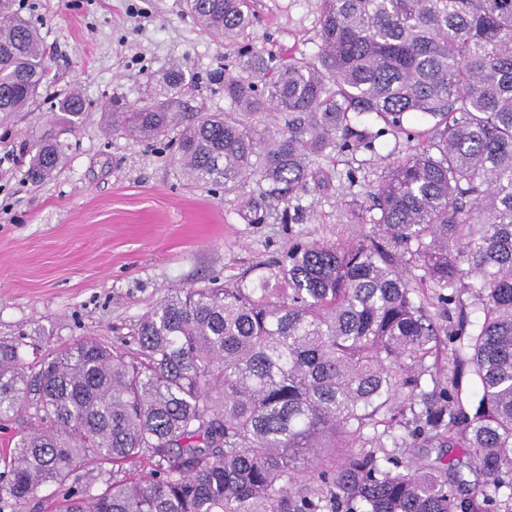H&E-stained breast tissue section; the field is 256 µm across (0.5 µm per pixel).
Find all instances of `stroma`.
<instances>
[{
	"label": "stroma",
	"mask_w": 512,
	"mask_h": 512,
	"mask_svg": "<svg viewBox=\"0 0 512 512\" xmlns=\"http://www.w3.org/2000/svg\"><path fill=\"white\" fill-rule=\"evenodd\" d=\"M41 34L52 81L24 112L0 117V340L24 338L26 363L92 337L123 347L138 318L173 289L214 287L260 275L302 231L327 240L354 234L349 206L366 185L410 152L403 136L376 152L324 161L325 182L302 199V224L245 223L235 192L185 181L164 142L113 131L101 117L113 99L131 103L170 66L194 77V99L225 107L210 72L235 68L234 46L202 30L184 0H15ZM257 45L313 57L319 0H250ZM88 104L69 128L59 104L72 89ZM52 136L64 163L35 180L36 144ZM354 180H347V173Z\"/></svg>",
	"instance_id": "stroma-1"
}]
</instances>
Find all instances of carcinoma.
Segmentation results:
<instances>
[{"mask_svg":"<svg viewBox=\"0 0 512 512\" xmlns=\"http://www.w3.org/2000/svg\"><path fill=\"white\" fill-rule=\"evenodd\" d=\"M14 2L0 0L5 118L46 79ZM185 3L238 47L236 72L210 74L229 108L183 117L178 66L103 116L168 138L195 185L254 180L246 223L275 203L301 223L324 159L388 134L416 147L350 211L371 231L297 232L251 288L174 290L140 316L130 354L87 338L30 377L23 342L0 341V416L33 409L0 502L51 489L56 512H512V0H320L311 59L253 44L248 0ZM61 111L75 126L86 101L74 90ZM63 157L40 142L32 174ZM443 353L448 374L431 372ZM413 448L445 452L419 463ZM140 459L148 473L127 469ZM90 462L95 495L69 484ZM464 465L487 477L471 492Z\"/></svg>","mask_w":512,"mask_h":512,"instance_id":"obj_1","label":"carcinoma"}]
</instances>
